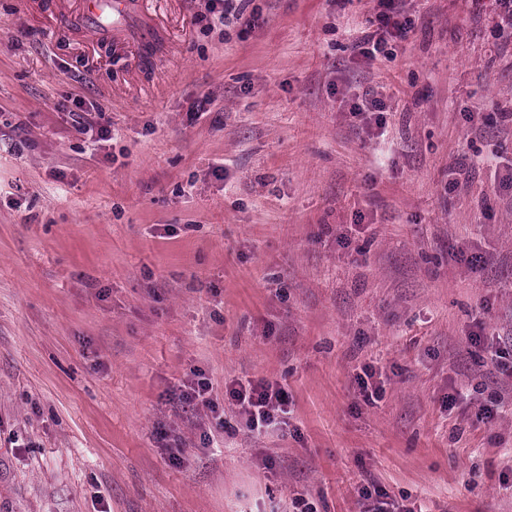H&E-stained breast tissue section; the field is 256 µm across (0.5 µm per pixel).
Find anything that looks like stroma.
Segmentation results:
<instances>
[{
    "label": "stroma",
    "instance_id": "35a3bbf8",
    "mask_svg": "<svg viewBox=\"0 0 512 512\" xmlns=\"http://www.w3.org/2000/svg\"><path fill=\"white\" fill-rule=\"evenodd\" d=\"M211 7L138 0L144 53L79 0H0V512H359L370 482L512 512V191L486 162L512 160V26L405 0L370 61L379 0L209 31ZM365 91L383 111L352 115ZM195 376L226 427L178 401ZM245 377L288 428L246 429ZM237 386V387H236ZM233 405L246 418L250 431L281 423L288 413V393L282 387L265 379H249L244 384L235 381L228 388Z\"/></svg>",
    "mask_w": 512,
    "mask_h": 512
}]
</instances>
